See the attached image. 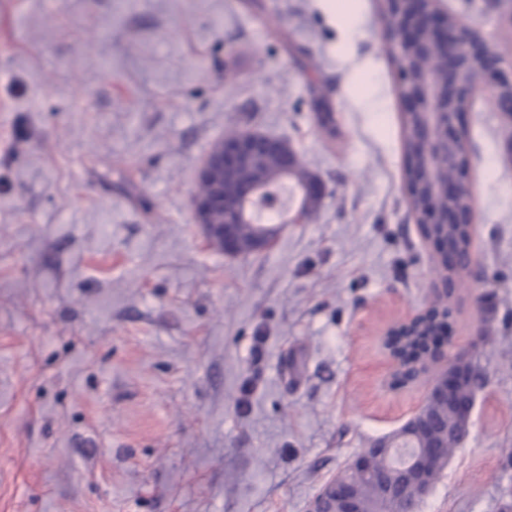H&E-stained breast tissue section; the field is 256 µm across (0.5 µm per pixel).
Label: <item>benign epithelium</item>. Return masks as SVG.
<instances>
[{"mask_svg": "<svg viewBox=\"0 0 512 512\" xmlns=\"http://www.w3.org/2000/svg\"><path fill=\"white\" fill-rule=\"evenodd\" d=\"M440 0H384L385 31L390 42L408 61L398 70L400 98L404 115L414 118L411 149L405 165L407 197L421 236L434 247L435 260L444 266L445 274L436 276L433 300L423 311L396 323L384 332L381 344L392 364L391 374L408 375L405 384L420 380L432 371L422 404L396 431L401 438L414 432L422 435L429 429L424 416V403L434 399L452 398L458 382L466 376L464 367L471 366L469 352L455 348L452 339L429 332L431 324L448 323L453 312L448 298L455 290V275L471 274L477 260L470 240L474 224V205L469 187L472 155L466 135V113L476 83L494 87L493 105L502 122L512 127V72L503 68V59L488 44L456 17L439 7ZM284 151L283 178H291L297 160L287 144L268 136L241 132L209 151L198 170L197 182L207 187L193 198L195 223L204 237L224 241L227 254H238L233 226L251 219L255 201L265 187L254 182H241L233 193L224 192V178L235 173L254 156L274 150ZM455 149L460 166L457 177L440 176V161ZM325 193L317 178L292 186L296 204L288 208L290 224L304 222L309 206ZM458 227L463 241L448 242L446 230ZM426 335L418 357L411 360L404 349L408 336ZM370 448L382 454L389 451L391 464L402 474L403 484L420 489L421 497L431 492L424 484L425 472L442 466L447 451L442 444H432L402 463L397 458L400 444L387 436L374 441ZM367 456H358L343 473L334 476L310 501L308 512H361L350 475L365 467ZM330 501L334 508L326 509Z\"/></svg>", "mask_w": 512, "mask_h": 512, "instance_id": "benign-epithelium-1", "label": "benign epithelium"}]
</instances>
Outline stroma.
<instances>
[{
    "label": "stroma",
    "instance_id": "obj_1",
    "mask_svg": "<svg viewBox=\"0 0 512 512\" xmlns=\"http://www.w3.org/2000/svg\"><path fill=\"white\" fill-rule=\"evenodd\" d=\"M491 2L441 6L512 64ZM389 46L383 0H0V512H307L411 415L381 334L436 272ZM232 129L326 188L248 256L192 208ZM466 132L479 274L451 334L487 384L421 512L512 498V130L484 84Z\"/></svg>",
    "mask_w": 512,
    "mask_h": 512
}]
</instances>
